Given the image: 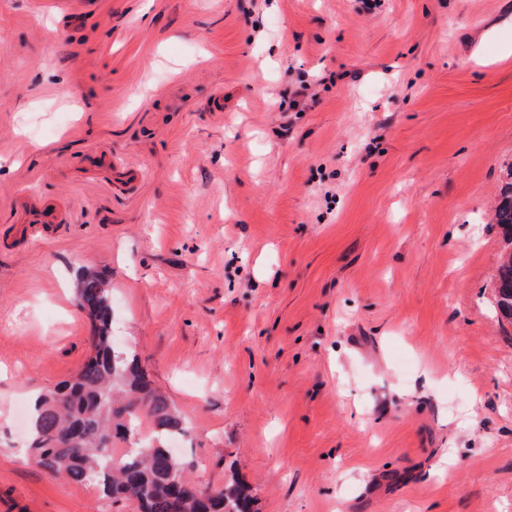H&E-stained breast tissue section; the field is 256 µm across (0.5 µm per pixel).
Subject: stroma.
I'll return each instance as SVG.
<instances>
[{
    "instance_id": "obj_1",
    "label": "stroma",
    "mask_w": 512,
    "mask_h": 512,
    "mask_svg": "<svg viewBox=\"0 0 512 512\" xmlns=\"http://www.w3.org/2000/svg\"><path fill=\"white\" fill-rule=\"evenodd\" d=\"M511 170L512 0H0V512H131L30 461L33 396L91 352L87 269L197 478L512 512ZM31 202L62 224L28 237ZM508 176L494 210L493 223L499 227L506 245L496 273V306L501 322L512 324V170ZM509 248L511 252L506 255Z\"/></svg>"
}]
</instances>
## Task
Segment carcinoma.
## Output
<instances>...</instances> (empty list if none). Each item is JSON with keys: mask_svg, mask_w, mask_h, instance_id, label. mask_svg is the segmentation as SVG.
<instances>
[{"mask_svg": "<svg viewBox=\"0 0 512 512\" xmlns=\"http://www.w3.org/2000/svg\"><path fill=\"white\" fill-rule=\"evenodd\" d=\"M493 214L506 248L512 249V172ZM77 306L90 320L92 353L70 379L38 396L33 407L31 457L44 472L70 483L94 485L136 512H254V499L235 477L203 485L170 456V442L190 434L188 422L153 389L138 360L112 347V293L108 278L89 271L80 278ZM500 320L512 324V253L502 255L496 273ZM150 432L140 436L143 421ZM133 440L121 456L115 440Z\"/></svg>", "mask_w": 512, "mask_h": 512, "instance_id": "cac0c4a2", "label": "carcinoma"}]
</instances>
